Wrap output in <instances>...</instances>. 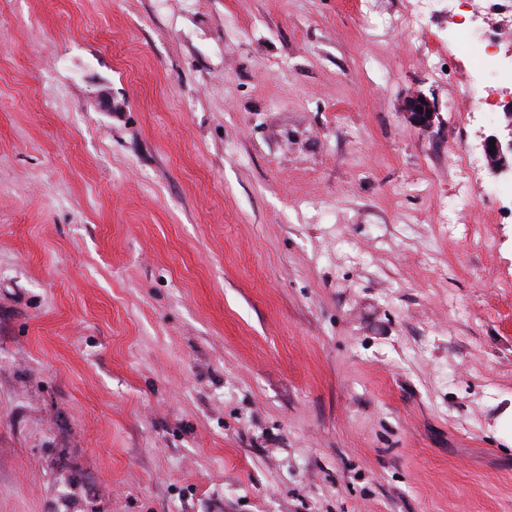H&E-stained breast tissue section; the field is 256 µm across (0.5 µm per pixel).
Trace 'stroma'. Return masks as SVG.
<instances>
[{
	"label": "stroma",
	"instance_id": "35a3bbf8",
	"mask_svg": "<svg viewBox=\"0 0 512 512\" xmlns=\"http://www.w3.org/2000/svg\"><path fill=\"white\" fill-rule=\"evenodd\" d=\"M410 2L0 0V512H512L500 117ZM503 122L483 133L482 150L487 172L495 178L510 175L512 178V101L503 109ZM490 139L495 141V150L491 151ZM450 157L457 166L458 171L466 182L476 176L478 168V157L474 148L466 149L465 152H451Z\"/></svg>",
	"mask_w": 512,
	"mask_h": 512
}]
</instances>
